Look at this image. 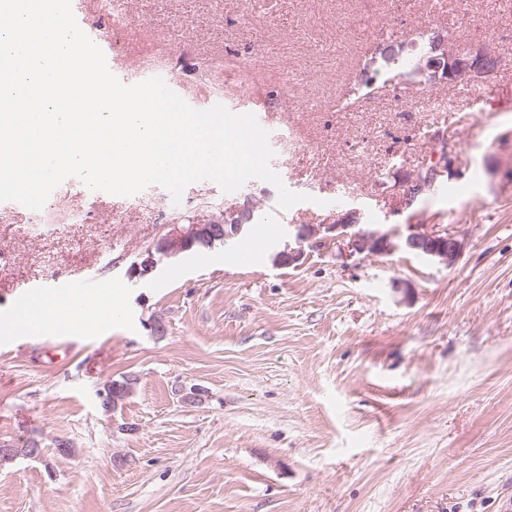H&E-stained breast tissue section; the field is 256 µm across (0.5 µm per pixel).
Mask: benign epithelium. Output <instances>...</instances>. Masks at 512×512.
<instances>
[{"mask_svg": "<svg viewBox=\"0 0 512 512\" xmlns=\"http://www.w3.org/2000/svg\"><path fill=\"white\" fill-rule=\"evenodd\" d=\"M490 72L491 56L485 50L454 54L438 38L431 42V55L418 61L414 75L427 84H434L442 80L455 81L465 77L478 79ZM254 207L255 203L248 199L243 206L229 211V217L225 220L221 218L204 224L193 220L188 224L175 222L165 225L164 233L136 255L128 268V276L132 279H144L153 274L163 261L188 252L197 244L222 241L224 246H232L239 236L251 230L248 221ZM357 221L358 217L354 214L344 222L325 227V231L335 234L336 239H348V258L365 252L390 254L405 250L449 268L457 262L464 249L463 239L446 229L428 232L423 230L421 224H410L407 226V233L396 240L388 232L362 227ZM319 233L320 229L312 225L299 226L293 239L277 253L279 264L299 263L304 258L302 243Z\"/></svg>", "mask_w": 512, "mask_h": 512, "instance_id": "7a95c632", "label": "benign epithelium"}]
</instances>
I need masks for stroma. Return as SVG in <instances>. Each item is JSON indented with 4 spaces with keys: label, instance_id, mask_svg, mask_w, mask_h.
<instances>
[{
    "label": "stroma",
    "instance_id": "35a3bbf8",
    "mask_svg": "<svg viewBox=\"0 0 512 512\" xmlns=\"http://www.w3.org/2000/svg\"><path fill=\"white\" fill-rule=\"evenodd\" d=\"M129 70L156 61L203 108L267 113L271 168L304 202L282 210L252 178L203 180L180 201L64 180L41 210L0 208V311L31 282L85 276L125 308L57 336L0 332V443L43 459L0 470V512H512V0H87ZM438 32L499 67L476 81H395L337 108L379 45ZM449 172L415 201L400 179ZM256 203L263 258L215 245L131 282L132 258L181 215L205 222ZM440 226L464 239L454 267L397 251L344 262L335 240L278 264L289 226ZM161 320L163 336L147 325ZM135 377L106 411L96 392ZM199 385L194 407L175 391ZM73 442L63 458L55 438Z\"/></svg>",
    "mask_w": 512,
    "mask_h": 512
}]
</instances>
